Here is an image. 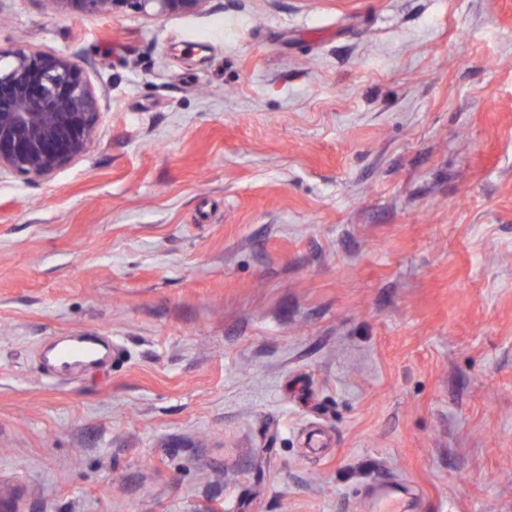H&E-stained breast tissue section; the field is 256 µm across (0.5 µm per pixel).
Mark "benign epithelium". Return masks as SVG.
<instances>
[{"mask_svg":"<svg viewBox=\"0 0 512 512\" xmlns=\"http://www.w3.org/2000/svg\"><path fill=\"white\" fill-rule=\"evenodd\" d=\"M111 16L146 17L202 10L209 0H53ZM99 102L84 69L64 54L0 50V172L27 182L49 178L84 156L97 135Z\"/></svg>","mask_w":512,"mask_h":512,"instance_id":"1","label":"benign epithelium"}]
</instances>
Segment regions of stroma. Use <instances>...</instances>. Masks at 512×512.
Listing matches in <instances>:
<instances>
[{
    "instance_id": "obj_1",
    "label": "stroma",
    "mask_w": 512,
    "mask_h": 512,
    "mask_svg": "<svg viewBox=\"0 0 512 512\" xmlns=\"http://www.w3.org/2000/svg\"><path fill=\"white\" fill-rule=\"evenodd\" d=\"M17 47L100 115L0 175L6 507L512 512V0H0ZM60 6L75 5L82 12L112 16L123 10L131 9L146 17L186 14L201 11L209 0H54Z\"/></svg>"
}]
</instances>
